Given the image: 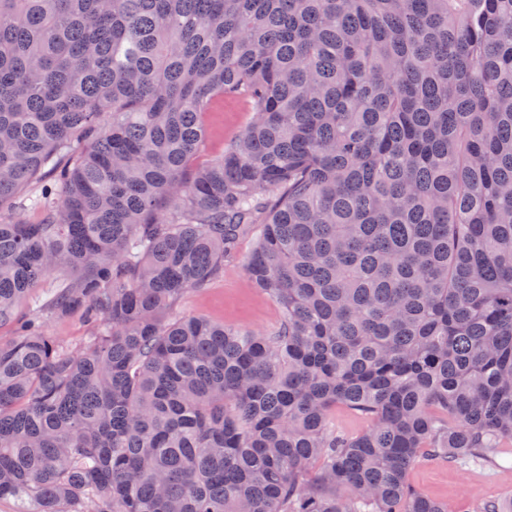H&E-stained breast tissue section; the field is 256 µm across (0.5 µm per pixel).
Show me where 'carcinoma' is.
I'll return each instance as SVG.
<instances>
[{
	"instance_id": "cac0c4a2",
	"label": "carcinoma",
	"mask_w": 512,
	"mask_h": 512,
	"mask_svg": "<svg viewBox=\"0 0 512 512\" xmlns=\"http://www.w3.org/2000/svg\"><path fill=\"white\" fill-rule=\"evenodd\" d=\"M257 225L278 328L178 315ZM60 267L0 343L16 512H448L411 466L512 441V0H0V323ZM255 114L241 99L224 98L213 112L203 117L205 127L204 147L197 155L195 164L203 166L218 158L224 147L239 136L254 120ZM74 277V272L69 269L55 270L33 284L30 288V296L33 298L38 297L44 301L49 297L54 288H58L61 284L69 283ZM46 330L58 341L77 347L89 336V327L79 314L51 317L46 322ZM330 423L337 432L346 435L361 434L373 426V421L367 416L342 406L331 412Z\"/></svg>"
}]
</instances>
